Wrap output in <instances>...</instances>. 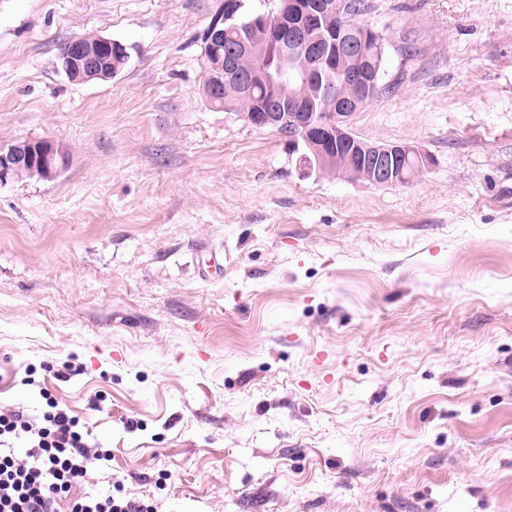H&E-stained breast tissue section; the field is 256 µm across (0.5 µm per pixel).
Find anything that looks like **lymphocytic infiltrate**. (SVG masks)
<instances>
[{
  "label": "lymphocytic infiltrate",
  "mask_w": 512,
  "mask_h": 512,
  "mask_svg": "<svg viewBox=\"0 0 512 512\" xmlns=\"http://www.w3.org/2000/svg\"><path fill=\"white\" fill-rule=\"evenodd\" d=\"M43 400L35 415L0 410V512H150L143 502L87 490L91 466L110 453L51 395Z\"/></svg>",
  "instance_id": "f902f5d3"
}]
</instances>
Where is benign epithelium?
<instances>
[{"instance_id":"1","label":"benign epithelium","mask_w":512,"mask_h":512,"mask_svg":"<svg viewBox=\"0 0 512 512\" xmlns=\"http://www.w3.org/2000/svg\"><path fill=\"white\" fill-rule=\"evenodd\" d=\"M343 0H279V7L270 14H259L249 26L266 31L277 57L260 56L262 43L254 38H239L224 76L215 77L209 83L206 98L214 104L224 98V82H233L250 88L262 85L273 97L258 111L249 114L254 126L273 127L281 120V109L274 97L286 84L292 82L286 65L303 55L311 67L319 70L330 67L336 57L354 60L375 49L382 52V35L371 29L350 24L345 33L333 26V20L342 15ZM105 53H112V39L98 36L91 42L74 40L60 63L70 79L88 82L102 76L100 63ZM379 65L368 63L357 66L345 74V82L368 95L377 90ZM333 102L332 111L324 116L308 110L303 99L294 100L297 115L293 117L298 136L296 145L306 149L300 155V173L310 176L314 170L328 168L336 171L339 178L359 170L372 184L385 186L404 178L405 160L413 155L419 163L427 165L430 158L418 147L407 144H359L349 129L351 110L357 100L335 96L325 92ZM66 167L64 153L49 141H18L8 148H0V183L19 179L31 169L39 170L47 178L60 174Z\"/></svg>"}]
</instances>
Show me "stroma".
<instances>
[{
    "label": "stroma",
    "mask_w": 512,
    "mask_h": 512,
    "mask_svg": "<svg viewBox=\"0 0 512 512\" xmlns=\"http://www.w3.org/2000/svg\"><path fill=\"white\" fill-rule=\"evenodd\" d=\"M367 3L387 91L350 126L429 155L405 186L300 176L207 102L224 0H0V148L68 159L0 184V407L44 388L85 422L111 451L91 492L512 512V0ZM75 36L125 65L69 81ZM223 23H224V21H223ZM223 23H221L222 27L219 26V23L211 24V26L206 31V33L204 35V39L202 41V45H201V57L203 59V63L208 64V61H206L203 56V51H204L203 42L206 43L207 45L222 44L224 42V48L220 50V55H221L220 59H222L223 61H224V55L228 52L229 47H231L232 45L235 44V39L238 37V31L229 33L227 36H224V24ZM208 66H209V68L212 67L209 64H208Z\"/></svg>",
    "instance_id": "35a3bbf8"
}]
</instances>
